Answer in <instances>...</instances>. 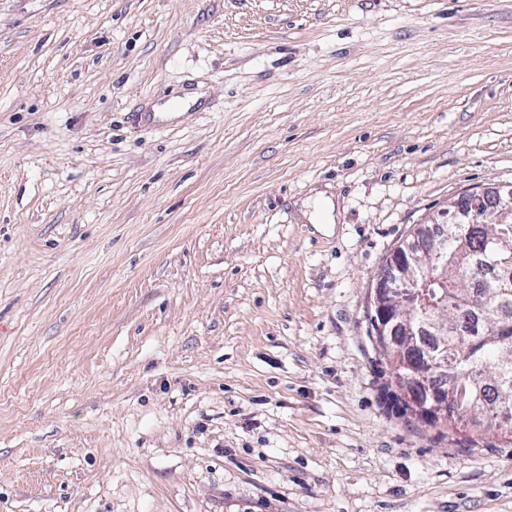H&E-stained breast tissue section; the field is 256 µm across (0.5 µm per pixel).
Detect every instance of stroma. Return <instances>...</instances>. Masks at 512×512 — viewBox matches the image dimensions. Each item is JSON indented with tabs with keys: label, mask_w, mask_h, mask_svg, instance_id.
Masks as SVG:
<instances>
[{
	"label": "stroma",
	"mask_w": 512,
	"mask_h": 512,
	"mask_svg": "<svg viewBox=\"0 0 512 512\" xmlns=\"http://www.w3.org/2000/svg\"><path fill=\"white\" fill-rule=\"evenodd\" d=\"M508 185L512 0H0V512H512L364 317Z\"/></svg>",
	"instance_id": "obj_1"
}]
</instances>
